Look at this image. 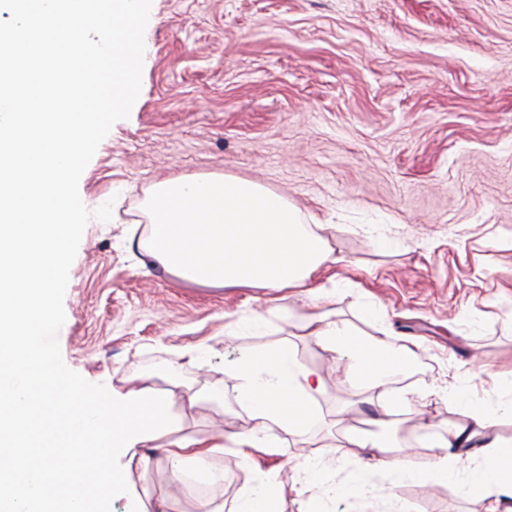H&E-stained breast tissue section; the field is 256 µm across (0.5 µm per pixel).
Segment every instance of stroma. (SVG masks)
Here are the masks:
<instances>
[{
    "label": "stroma",
    "mask_w": 512,
    "mask_h": 512,
    "mask_svg": "<svg viewBox=\"0 0 512 512\" xmlns=\"http://www.w3.org/2000/svg\"><path fill=\"white\" fill-rule=\"evenodd\" d=\"M142 90L79 180L97 217L69 271L57 340L65 364L117 390L148 378L158 389H200L247 351L285 348L322 371L316 403L326 425L289 435L278 455L244 458L229 447L218 504L231 512L255 471L272 472L283 512H316L296 497L293 460L355 456L342 435L406 442L420 461L438 451L414 440L420 418L458 420L446 398L421 390L469 378L479 398L512 369V0H152ZM227 174L283 195L315 215L335 257L312 285L346 278L359 295L313 305L303 288H212L165 273L137 248L143 203L158 182ZM377 302L396 341L421 347L402 381L413 395L393 425L367 421L365 405L336 383L329 354L292 327L312 309L371 332L360 296ZM271 312L258 336L239 317ZM213 349L208 360L189 349ZM179 433L211 439L253 427L232 386L220 402L174 406ZM127 474L112 512H197L170 485L162 449ZM394 492L408 512H483L477 496L409 482Z\"/></svg>",
    "instance_id": "35a3bbf8"
}]
</instances>
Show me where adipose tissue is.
Here are the masks:
<instances>
[{
	"mask_svg": "<svg viewBox=\"0 0 512 512\" xmlns=\"http://www.w3.org/2000/svg\"><path fill=\"white\" fill-rule=\"evenodd\" d=\"M291 323L303 336L336 355L341 385L375 391V415L385 423L394 421L396 409L408 401L410 392L394 387L393 382L410 371L418 345H394L385 329L363 335L347 323L329 320L323 312L294 315ZM224 375L232 380L237 401L255 422L248 434L234 437L237 448L274 454L283 445V435H310L325 423L314 404L324 386L321 374L296 362L288 350L243 353L225 367ZM448 396L463 415L460 422L442 431L425 419L414 427L416 435L441 450L431 467L420 466L395 443L357 437L350 445L363 454L356 459L353 475H346L341 458L297 460L296 495L325 508L336 500L352 499L367 504L371 512H405L394 486L438 480L448 483L459 496L479 494L484 512H512V447L490 428L491 421L512 420V375L495 380L475 404L461 387L449 389ZM168 446L171 478L178 484L187 460L223 449L224 439L218 436L205 442L180 436L169 440ZM233 512H282L272 474L257 473L241 490Z\"/></svg>",
	"mask_w": 512,
	"mask_h": 512,
	"instance_id": "adipose-tissue-1",
	"label": "adipose tissue"
}]
</instances>
